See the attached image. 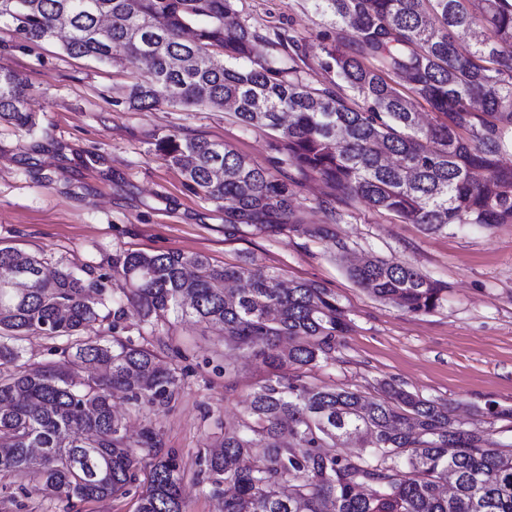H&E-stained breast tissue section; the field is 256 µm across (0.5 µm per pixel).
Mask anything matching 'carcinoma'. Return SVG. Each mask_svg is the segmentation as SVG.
<instances>
[{"label": "carcinoma", "instance_id": "cac0c4a2", "mask_svg": "<svg viewBox=\"0 0 512 512\" xmlns=\"http://www.w3.org/2000/svg\"><path fill=\"white\" fill-rule=\"evenodd\" d=\"M311 2L336 31L350 24L357 33L355 49L323 47L329 85L321 88L302 77L297 36L226 24L237 0H0V25L37 44L64 17L71 57H149L150 80L126 89L130 108L228 105L243 126L278 132L289 164L322 178L338 203L360 199L432 233L511 224L512 165L504 157L512 155V0ZM477 23L489 35L460 45L456 33ZM261 38L288 48L292 65L251 61ZM26 90L18 73L0 70L1 121L35 126ZM414 100L437 113L435 123H419ZM156 148L190 191L224 202L229 223L274 219L334 237L326 226L295 223L290 183L224 143L172 134ZM110 268L51 274L39 257L0 248V480L22 493L30 484L69 509L132 494L135 512H183L177 457L162 451L153 427L129 443L112 405L118 392L134 407L176 400V358L161 362L148 341L174 316L228 337L274 370H297L258 385L248 417L224 425V440L201 456L200 483L215 496L225 484L234 488L224 512H512V442L490 448L451 417L448 403L390 382L384 397L368 399L303 380L301 370L328 361L348 329L325 289L286 286L251 262L218 266L181 252L123 251ZM348 275L409 312L441 302L440 285L410 264L373 257ZM112 279L121 287H107ZM130 307L139 321L128 325ZM105 321L109 336L100 332ZM32 335L63 339V361L27 369L21 342ZM366 439L363 453L334 451ZM8 485L0 512L16 505Z\"/></svg>", "mask_w": 512, "mask_h": 512}]
</instances>
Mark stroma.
Returning <instances> with one entry per match:
<instances>
[{
    "mask_svg": "<svg viewBox=\"0 0 512 512\" xmlns=\"http://www.w3.org/2000/svg\"><path fill=\"white\" fill-rule=\"evenodd\" d=\"M242 22L262 36L255 60L287 61L265 42L275 31L302 43L311 85L324 82L318 62L329 26L308 0H238ZM65 32L31 45L0 27V69L28 83L25 108L37 122L27 130L0 123V247L37 255L49 269L108 272L119 251L202 254L217 265L253 262L284 279L326 288L345 309L349 329L331 361L309 368L316 387H344L369 399L382 381L419 396L447 401L469 430L493 446L512 441V224L467 226L431 234L353 200L325 208L329 188L300 176L272 148L276 132L243 128L233 113L207 106L161 103L136 111L126 86L150 76L146 65L115 59L101 64L68 56ZM223 141L251 163L291 181L294 214L302 224H328L334 239L252 224L230 229L223 203L189 192L180 170L155 150L164 137ZM407 263L438 280L440 305L410 313L380 300L348 276L362 258ZM158 336L161 360L184 372L169 409L135 411L117 403L136 441L151 424L184 473V512H223V498L196 481L198 460L224 435V425L247 416L253 389L267 375L251 353L188 320ZM498 410L490 418L487 408Z\"/></svg>",
    "mask_w": 512,
    "mask_h": 512,
    "instance_id": "stroma-1",
    "label": "stroma"
}]
</instances>
